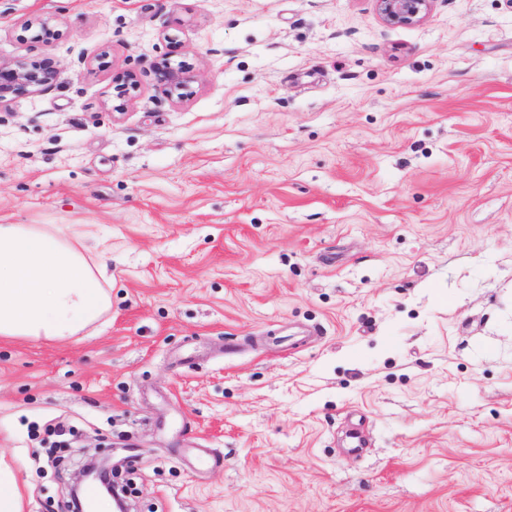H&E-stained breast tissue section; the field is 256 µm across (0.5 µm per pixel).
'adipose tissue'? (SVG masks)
Instances as JSON below:
<instances>
[{"label": "adipose tissue", "mask_w": 512, "mask_h": 512, "mask_svg": "<svg viewBox=\"0 0 512 512\" xmlns=\"http://www.w3.org/2000/svg\"><path fill=\"white\" fill-rule=\"evenodd\" d=\"M112 309V282L51 224H0V339L63 341Z\"/></svg>", "instance_id": "1"}]
</instances>
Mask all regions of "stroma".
I'll return each mask as SVG.
<instances>
[{
	"label": "stroma",
	"mask_w": 512,
	"mask_h": 512,
	"mask_svg": "<svg viewBox=\"0 0 512 512\" xmlns=\"http://www.w3.org/2000/svg\"><path fill=\"white\" fill-rule=\"evenodd\" d=\"M43 58L0 224L85 234L112 313L0 341L22 512H65L62 444L134 448V512H512V0H0ZM382 19L393 24H414L427 14L432 0H376ZM190 68L185 64L173 66L169 60L158 63L156 73L160 82L165 84L171 93H176L178 98L184 97V91L190 82Z\"/></svg>",
	"instance_id": "35a3bbf8"
}]
</instances>
